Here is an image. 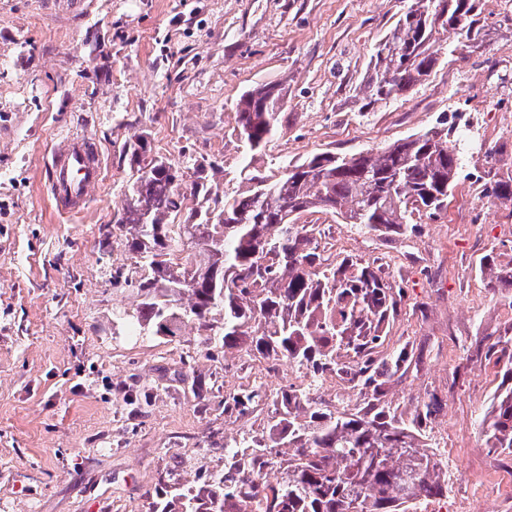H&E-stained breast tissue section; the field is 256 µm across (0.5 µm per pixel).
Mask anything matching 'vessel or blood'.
<instances>
[{"label":"vessel or blood","mask_w":512,"mask_h":512,"mask_svg":"<svg viewBox=\"0 0 512 512\" xmlns=\"http://www.w3.org/2000/svg\"><path fill=\"white\" fill-rule=\"evenodd\" d=\"M100 151L91 140L69 136L58 141L47 165L48 186L58 213L80 211L102 175Z\"/></svg>","instance_id":"obj_1"}]
</instances>
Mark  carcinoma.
Returning <instances> with one entry per match:
<instances>
[{
    "label": "carcinoma",
    "instance_id": "cac0c4a2",
    "mask_svg": "<svg viewBox=\"0 0 512 512\" xmlns=\"http://www.w3.org/2000/svg\"><path fill=\"white\" fill-rule=\"evenodd\" d=\"M379 44L372 74L361 89L369 107L421 84L438 62L437 34L483 44L487 34L478 0H421ZM279 83L242 95L236 130L246 154L262 153L282 126ZM147 178L128 185L121 218L125 244L138 256L136 304L115 320L139 332L176 337L193 326L211 332L204 349L233 347L243 337L249 351L305 371L303 389L271 398L270 442L241 441L225 455L224 473L171 492L162 489L149 512H413L421 500L443 494L441 470L417 435L437 409L416 405L410 423L380 400L387 379L408 352L380 354L401 290L384 264L324 256L317 227L300 224L317 210L339 215L363 232L406 231L414 213L430 217L448 205L460 167L437 127L351 156L322 153L265 175L245 164L246 189L214 195L198 179L179 182L182 167L152 159ZM198 209L213 217L177 224L184 187ZM503 379L512 381V338L488 347ZM345 372L368 411H353L321 395L322 380ZM268 398L254 389L232 397L244 410ZM486 442L512 454V386L495 395L481 421ZM279 474L276 481L269 480Z\"/></svg>",
    "mask_w": 512,
    "mask_h": 512
}]
</instances>
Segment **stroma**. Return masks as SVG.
Returning <instances> with one entry per match:
<instances>
[{
  "instance_id": "35a3bbf8",
  "label": "stroma",
  "mask_w": 512,
  "mask_h": 512,
  "mask_svg": "<svg viewBox=\"0 0 512 512\" xmlns=\"http://www.w3.org/2000/svg\"><path fill=\"white\" fill-rule=\"evenodd\" d=\"M0 0V512H148L161 481L224 470V449L268 435L270 409L225 411L230 384L260 387L258 357L204 352L196 328L137 335L116 324L135 303L136 258L118 221L131 176L126 145L204 166L233 192L244 152L242 94L278 82L286 120L259 170L313 154L379 149L446 122L461 158L447 208L413 232L343 227L337 258L394 259L405 298L385 351L425 345L382 399L422 424L441 461L447 512L481 498L512 512V455L483 444L480 420L502 375L488 346L512 337V286L489 287L485 256L512 267V0H480L486 47L457 51L403 95L363 110L377 44L412 0ZM97 141L103 174L86 209L55 212L45 168L56 139ZM466 472H458L460 459Z\"/></svg>"
}]
</instances>
